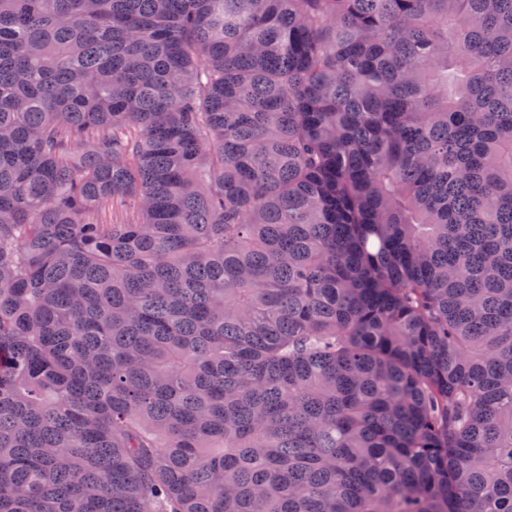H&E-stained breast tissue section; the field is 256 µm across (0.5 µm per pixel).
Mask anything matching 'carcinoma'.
Masks as SVG:
<instances>
[{
	"label": "carcinoma",
	"instance_id": "obj_1",
	"mask_svg": "<svg viewBox=\"0 0 512 512\" xmlns=\"http://www.w3.org/2000/svg\"><path fill=\"white\" fill-rule=\"evenodd\" d=\"M0 512H512V0H0Z\"/></svg>",
	"mask_w": 512,
	"mask_h": 512
}]
</instances>
